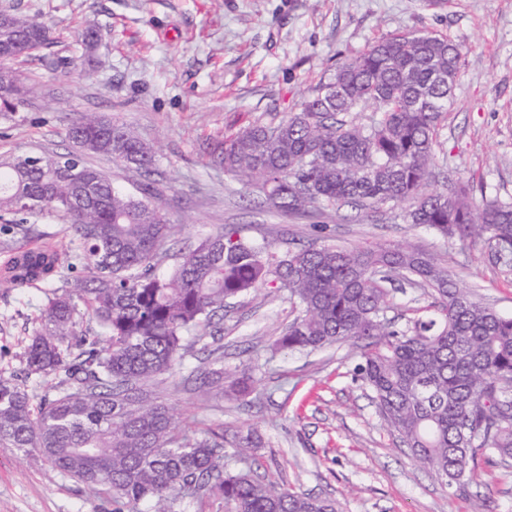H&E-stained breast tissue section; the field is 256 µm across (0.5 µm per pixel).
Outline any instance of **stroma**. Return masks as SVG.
I'll return each mask as SVG.
<instances>
[{
	"label": "stroma",
	"instance_id": "stroma-1",
	"mask_svg": "<svg viewBox=\"0 0 512 512\" xmlns=\"http://www.w3.org/2000/svg\"><path fill=\"white\" fill-rule=\"evenodd\" d=\"M39 16L55 44L28 59L31 103L0 117V156L55 157L71 151L65 130L80 112L135 128L155 152L150 181L178 231L170 250L233 224L276 248L412 245L500 314L512 317V272L482 241L447 242L392 214L350 208L288 215L260 204L211 152L255 118L278 120L329 82L336 65L397 34L433 31L467 52L435 148L437 170L464 182L475 203L512 200V0H0V10ZM101 30L92 74L62 67L79 33ZM65 281L0 288V376L35 394L25 351L41 327L51 292ZM295 316L286 291L261 292L226 309L221 323L224 378L249 374L242 399L204 402L192 371L194 348L163 392L181 420L224 425L225 464L235 470L237 433L256 429L266 476L290 490L327 497L338 512H512V466L477 458V479L452 494L416 464L353 375L360 346L346 341L313 352L278 350ZM0 512H112L110 501L33 455L0 447Z\"/></svg>",
	"mask_w": 512,
	"mask_h": 512
}]
</instances>
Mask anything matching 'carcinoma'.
<instances>
[{
    "instance_id": "obj_1",
    "label": "carcinoma",
    "mask_w": 512,
    "mask_h": 512,
    "mask_svg": "<svg viewBox=\"0 0 512 512\" xmlns=\"http://www.w3.org/2000/svg\"><path fill=\"white\" fill-rule=\"evenodd\" d=\"M0 14L11 19L0 41L13 45L3 63L14 78L7 114L28 105L29 92L10 63L53 37L36 16ZM463 54V44L433 32L378 41L336 67L299 111L277 122L258 118L225 139L218 160L277 211L401 205L404 223L444 240L482 239L512 267V202L477 205L466 185L427 191ZM360 108L370 113L360 118ZM66 133L75 145L67 155L37 166L22 156L0 159V212L24 216L21 201L38 199V213L68 224L75 245L22 250L1 238L8 260L0 287L62 278L76 252L86 260L63 293L47 298L42 328L27 346L29 373L50 382L51 393L36 405L24 386L0 377L1 448L36 452L112 501V512H175L183 499L197 512L217 501L224 512H337L331 499L254 474L261 462L246 455L255 445L252 430L236 444L247 468L226 470L224 424L200 433L150 398V387H160L207 336L218 365L198 370L196 391L204 401L224 397L215 318L231 301L273 289L288 291L298 310L277 345L304 351L360 343L354 375L412 459L448 489L474 479L480 452L498 463L512 459V318L474 301L447 267L413 248L280 251L226 226L165 269L174 226L153 187L144 183L141 196L131 195L85 160L99 155L146 178L154 166L149 146L132 127L97 112L79 113ZM73 164L96 174L99 198L77 220L69 214L72 186L61 175ZM397 279L431 298L402 326L386 318ZM86 316L98 331L79 329Z\"/></svg>"
}]
</instances>
